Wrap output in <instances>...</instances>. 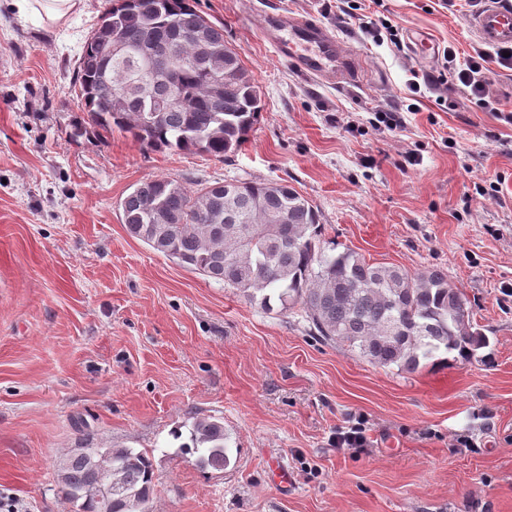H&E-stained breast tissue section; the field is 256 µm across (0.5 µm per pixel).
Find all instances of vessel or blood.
<instances>
[{"label":"vessel or blood","instance_id":"1","mask_svg":"<svg viewBox=\"0 0 512 512\" xmlns=\"http://www.w3.org/2000/svg\"><path fill=\"white\" fill-rule=\"evenodd\" d=\"M468 25L483 45L512 44V5L506 0H489ZM261 33L279 58L308 78L348 82L357 75L355 55L344 49L334 28L315 17L271 10L263 15Z\"/></svg>","mask_w":512,"mask_h":512}]
</instances>
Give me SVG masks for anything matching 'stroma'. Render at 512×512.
Masks as SVG:
<instances>
[{
    "label": "stroma",
    "mask_w": 512,
    "mask_h": 512,
    "mask_svg": "<svg viewBox=\"0 0 512 512\" xmlns=\"http://www.w3.org/2000/svg\"><path fill=\"white\" fill-rule=\"evenodd\" d=\"M360 3L197 0L262 95L242 149L214 158L90 121L74 79L110 0L61 25L0 0V512H71L57 463L83 446L147 452L150 512H512V66L488 64L481 102L413 92L429 66L409 32L474 53L486 0H377L391 34L349 21ZM276 6L335 27L355 81L277 59L260 35ZM395 110L391 130L378 116ZM154 177L294 187L324 243L447 272L489 347L407 373L312 340L300 308L263 311L128 234L120 203ZM209 416L231 451L221 471L178 439ZM356 425L364 445L336 448Z\"/></svg>",
    "instance_id": "35a3bbf8"
}]
</instances>
